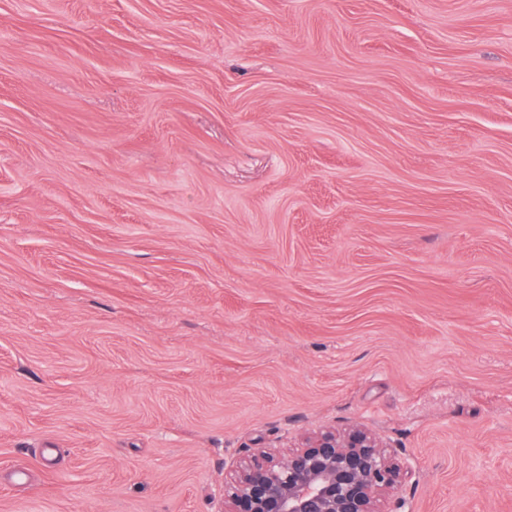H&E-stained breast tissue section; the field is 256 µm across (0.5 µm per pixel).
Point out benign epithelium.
Here are the masks:
<instances>
[{
	"label": "benign epithelium",
	"mask_w": 512,
	"mask_h": 512,
	"mask_svg": "<svg viewBox=\"0 0 512 512\" xmlns=\"http://www.w3.org/2000/svg\"><path fill=\"white\" fill-rule=\"evenodd\" d=\"M414 476L365 427H323L241 457L218 512H404L399 490Z\"/></svg>",
	"instance_id": "1"
}]
</instances>
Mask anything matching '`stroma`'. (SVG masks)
<instances>
[{
  "mask_svg": "<svg viewBox=\"0 0 512 512\" xmlns=\"http://www.w3.org/2000/svg\"><path fill=\"white\" fill-rule=\"evenodd\" d=\"M345 423L512 512V0H0V512Z\"/></svg>",
  "mask_w": 512,
  "mask_h": 512,
  "instance_id": "1",
  "label": "stroma"
}]
</instances>
